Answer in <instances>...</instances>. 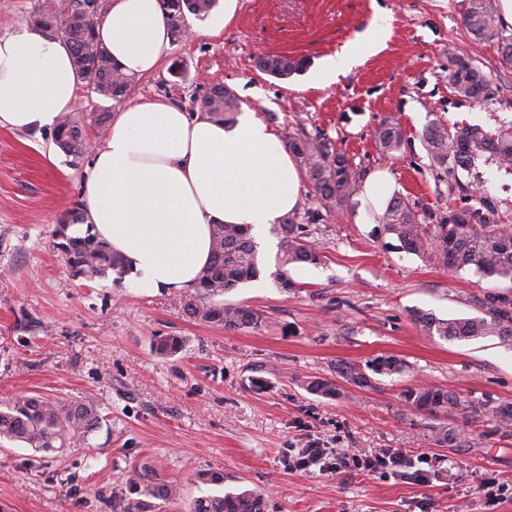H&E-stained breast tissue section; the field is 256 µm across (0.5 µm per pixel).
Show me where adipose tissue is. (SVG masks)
<instances>
[{"label": "adipose tissue", "mask_w": 512, "mask_h": 512, "mask_svg": "<svg viewBox=\"0 0 512 512\" xmlns=\"http://www.w3.org/2000/svg\"><path fill=\"white\" fill-rule=\"evenodd\" d=\"M387 28L376 18L368 37L323 61L314 82L332 84L378 51ZM97 31L113 62L140 77L159 68L170 43L159 0H109ZM77 102L63 41L32 31L0 38V125L50 129ZM300 183L288 149L255 113L225 126L154 99L117 112L83 199L99 238L126 259L127 287L191 291L211 261L213 225L246 224L262 236L297 208Z\"/></svg>", "instance_id": "ef3b65f1"}]
</instances>
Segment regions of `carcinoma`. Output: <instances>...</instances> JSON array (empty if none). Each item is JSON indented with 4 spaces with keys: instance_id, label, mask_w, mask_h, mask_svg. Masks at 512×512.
Wrapping results in <instances>:
<instances>
[{
    "instance_id": "cac0c4a2",
    "label": "carcinoma",
    "mask_w": 512,
    "mask_h": 512,
    "mask_svg": "<svg viewBox=\"0 0 512 512\" xmlns=\"http://www.w3.org/2000/svg\"><path fill=\"white\" fill-rule=\"evenodd\" d=\"M177 7L168 13L172 34L185 27V15L209 16L217 0H174ZM98 12L89 14L66 6L58 0L46 4L30 17V25L50 39L65 41L72 51V64L77 80L90 85L93 93L111 101L122 100L135 86L136 77L120 70L100 41L96 27ZM465 24L478 42L494 41L502 63L512 65V38L502 36L497 9L492 0H468ZM261 71L277 79H285L303 69V61L287 55H268L258 61ZM448 79L455 93L476 102L495 99L498 87L492 77L472 58L448 57ZM209 117L226 125L236 122L241 103L226 86L216 85L201 102ZM421 138L435 165H451L454 170H467L486 156L498 164H512V127L488 132L481 127L461 128L454 132L440 124L431 125ZM375 143L381 154L389 157L404 143L403 131L394 121L376 128ZM54 141L65 153L78 157L84 150L82 129L70 115L63 116L54 129ZM289 148L304 167L316 197L342 205L356 190L362 173L343 154L329 155L319 138L294 137ZM85 221L81 208L62 216L56 229L60 250L73 276L87 280L106 277L126 270L124 259L95 234L70 237V225ZM380 230L394 236L401 246L421 257L438 259L456 271L471 270L477 275L497 277L512 282V231L493 224L483 212L461 207L448 212L434 224H425L416 204L396 196L381 216ZM280 234L274 278L283 289L295 287L288 267L316 264L320 260L317 247L303 236L299 225L288 220L275 228ZM212 258L194 293L180 300L184 313L201 323L238 332L262 326V314L247 305L224 300V295L260 275L257 244L249 228L241 224H216L212 231ZM479 315L442 319L417 311L413 321L426 336L445 340H472L494 336L505 345L512 344V289H491L477 299ZM155 353L173 356L182 349L177 336H159L153 342ZM404 360L378 356L366 368L353 363L336 364V380L315 378L302 381L310 394L335 397L342 384L359 389L375 386L373 376L401 373ZM405 404L429 413L446 412L458 404L457 396L443 388L414 384L400 394ZM495 421L494 432L512 436V403L504 402L489 410ZM100 424L94 401H57L39 395H26L0 403V439L19 442L36 452L55 451L70 440H81ZM435 442L448 445L458 440L456 429L443 422L433 428ZM131 482L135 498L123 501L122 512H154L165 505L178 503L176 485L160 477L153 466L132 470ZM261 495L244 491L238 494L208 495L195 499L190 512H265Z\"/></svg>"
}]
</instances>
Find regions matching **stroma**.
I'll return each instance as SVG.
<instances>
[{"mask_svg": "<svg viewBox=\"0 0 512 512\" xmlns=\"http://www.w3.org/2000/svg\"><path fill=\"white\" fill-rule=\"evenodd\" d=\"M468 0H236L216 35L187 15L152 75L124 102L78 89L74 117L86 138L80 157L62 152L52 131L0 126V401L25 394L55 400L89 398L101 424L86 440L55 452L0 442V512H121L133 465L157 464L181 500L208 494H262L266 512H512V495L488 505L484 484L512 488V436L496 434L471 406L512 402V345L497 338L446 341L423 335L411 318L422 311L452 319L477 315V298L501 282L452 272L439 260L400 249L361 217V200H318L302 182L289 213L319 249L318 264L291 272L296 287L242 285L229 301L259 310L257 330L230 332L187 317L180 292L127 288L112 278L73 276L54 230L82 206L92 156L105 144L93 122L103 109L164 99L200 109L222 84L282 140L326 141L355 167L385 169L395 192L419 211L440 216L474 202L512 225V169L481 160L451 173L434 166L420 136L431 123L512 125V67L496 47L477 44L463 21ZM390 18L385 48L325 87L311 75L349 41L367 34L377 14ZM304 59L281 80L261 72L262 55ZM468 54L491 72L501 92L479 103L453 92L448 57ZM179 62V76L169 67ZM398 122L405 141L382 156L373 133ZM157 336H178L182 351L153 353ZM380 355L406 361L402 374L380 376L372 389L345 386L339 396L306 392L304 378H330L336 363L366 365ZM428 382L455 393L448 421L467 434L464 448L436 444L438 420L405 406L400 393ZM371 453L400 448L431 458L430 482L389 473L327 477L289 469L288 451L312 440ZM202 471L224 482H198Z\"/></svg>", "mask_w": 512, "mask_h": 512, "instance_id": "1", "label": "stroma"}]
</instances>
